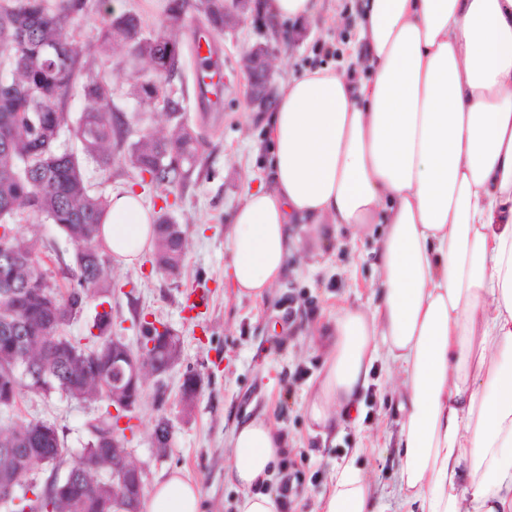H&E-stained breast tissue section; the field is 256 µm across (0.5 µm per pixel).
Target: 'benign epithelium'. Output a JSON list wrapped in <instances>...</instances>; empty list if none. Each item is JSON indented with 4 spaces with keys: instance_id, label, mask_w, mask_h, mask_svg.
I'll use <instances>...</instances> for the list:
<instances>
[{
    "instance_id": "obj_1",
    "label": "benign epithelium",
    "mask_w": 512,
    "mask_h": 512,
    "mask_svg": "<svg viewBox=\"0 0 512 512\" xmlns=\"http://www.w3.org/2000/svg\"><path fill=\"white\" fill-rule=\"evenodd\" d=\"M224 27L233 25L238 18L246 15L253 18L258 31L266 37L278 36L263 12V0H223ZM276 47L269 40L258 42L247 50L242 59V68L249 86L251 104L260 112H267L275 100L273 88V63ZM161 334L160 340L149 341L147 348L140 349L138 355L131 354L124 341L112 337V392L122 396L123 407L133 409L141 398L144 373L158 377L157 395L164 394L160 377L165 375L178 361L175 346L180 344L168 328L160 323H152ZM200 393L199 379L188 374L181 386V406L184 411L193 408ZM112 485L119 486L124 499L130 504L143 501L145 489L144 471L125 457L112 467Z\"/></svg>"
}]
</instances>
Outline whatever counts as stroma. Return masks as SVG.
<instances>
[{
    "label": "stroma",
    "mask_w": 512,
    "mask_h": 512,
    "mask_svg": "<svg viewBox=\"0 0 512 512\" xmlns=\"http://www.w3.org/2000/svg\"><path fill=\"white\" fill-rule=\"evenodd\" d=\"M186 20L177 37L183 68L173 85L182 90V120L200 132L205 144L190 177L178 185L166 203L180 225L186 251L178 275L168 276L142 255L135 267L112 265V333L130 348H138L144 319L166 325L181 341L178 363L163 379L147 377L129 437L131 459L145 472L146 485L182 470L200 481L202 512H234L241 490L226 477L232 436L241 421L263 413L286 436L287 449L303 473L296 491L295 512H316L320 495L329 488L334 462L356 456L372 480L374 504L394 505L399 484L397 433L400 418L386 363H378L373 381L361 395V411L342 420L335 444L323 445L311 435L304 415L305 401L316 387L326 357L316 326L327 323L338 306L371 300L376 292L374 260L377 233L353 237L347 228L330 233L300 230L297 248L284 279L263 301L237 297L224 278L229 262L225 221L246 190L271 186L270 147L262 121L248 101L242 57L259 36L251 18L236 29L210 34L212 59L224 77V97L204 98L197 85L201 58L196 35L205 29L199 0H187ZM287 29L303 28L287 21ZM298 42L279 45L276 79L299 75L306 67L338 62L339 53L354 37L352 23L334 25L322 17L305 26ZM96 8L81 17L71 39L84 60L112 82L113 106L128 123L130 140L143 131H165L172 122L161 106L139 104L129 94L132 77L116 53L103 51L98 41ZM125 151L112 154V165L100 170L83 164L92 191L106 196L132 188L134 173ZM19 237L34 244L44 260L50 282L63 284V272L74 248L57 225L47 221L17 222ZM205 289L204 307L188 311V293ZM200 378L201 393L191 412H184L181 385L185 374ZM164 397H157V385ZM98 402L77 403L55 392L24 393L13 410L16 421L33 418L55 422L61 439L77 448L87 438L88 425L101 411ZM167 419L172 429L165 455L153 447L154 426Z\"/></svg>",
    "instance_id": "1"
}]
</instances>
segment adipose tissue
Wrapping results in <instances>:
<instances>
[{"mask_svg": "<svg viewBox=\"0 0 512 512\" xmlns=\"http://www.w3.org/2000/svg\"><path fill=\"white\" fill-rule=\"evenodd\" d=\"M341 66L282 83L263 125L271 188L231 216L224 276L264 299L285 275L298 226L382 225L379 294L339 308L306 414L333 438L371 370H393L401 512H512V0H361ZM156 212L113 194L101 239L134 266ZM285 436L265 415L232 438L236 512H278L267 492ZM372 485L336 463L319 512H374ZM146 512H201L175 471Z\"/></svg>", "mask_w": 512, "mask_h": 512, "instance_id": "1", "label": "adipose tissue"}]
</instances>
